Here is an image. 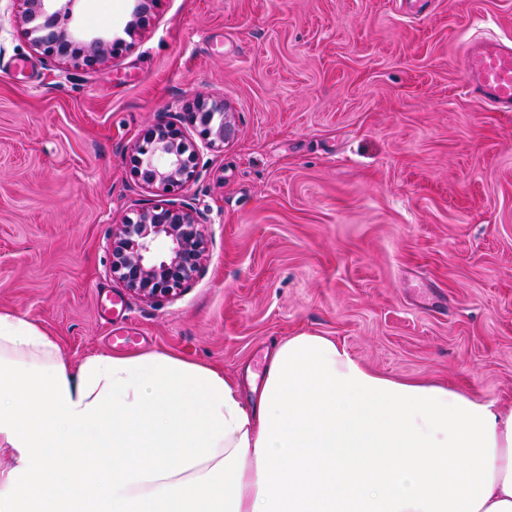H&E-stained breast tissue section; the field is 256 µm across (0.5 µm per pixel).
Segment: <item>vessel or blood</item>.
<instances>
[{"label":"vessel or blood","instance_id":"1","mask_svg":"<svg viewBox=\"0 0 512 512\" xmlns=\"http://www.w3.org/2000/svg\"><path fill=\"white\" fill-rule=\"evenodd\" d=\"M459 63L467 92L501 112H512V43L465 41Z\"/></svg>","mask_w":512,"mask_h":512}]
</instances>
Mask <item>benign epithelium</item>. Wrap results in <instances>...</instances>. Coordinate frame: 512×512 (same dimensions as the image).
Masks as SVG:
<instances>
[{
	"label": "benign epithelium",
	"instance_id": "benign-epithelium-1",
	"mask_svg": "<svg viewBox=\"0 0 512 512\" xmlns=\"http://www.w3.org/2000/svg\"><path fill=\"white\" fill-rule=\"evenodd\" d=\"M25 34L42 54L55 60L92 67L118 49L107 36L71 26L77 0H10ZM197 133L196 143L184 136L180 125ZM235 133L224 102L198 98L156 125L135 146L134 163L141 184L162 197L181 190L200 175L201 149L224 144ZM205 214L170 200L141 209L112 230V274L139 298H171L205 270V241L199 226ZM168 243L159 255L155 245Z\"/></svg>",
	"mask_w": 512,
	"mask_h": 512
}]
</instances>
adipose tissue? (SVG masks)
I'll use <instances>...</instances> for the list:
<instances>
[{
  "instance_id": "1",
  "label": "adipose tissue",
  "mask_w": 512,
  "mask_h": 512,
  "mask_svg": "<svg viewBox=\"0 0 512 512\" xmlns=\"http://www.w3.org/2000/svg\"><path fill=\"white\" fill-rule=\"evenodd\" d=\"M0 512H512V408L309 333L247 392L163 351L73 367L0 312Z\"/></svg>"
}]
</instances>
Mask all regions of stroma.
<instances>
[{
	"instance_id": "35a3bbf8",
	"label": "stroma",
	"mask_w": 512,
	"mask_h": 512,
	"mask_svg": "<svg viewBox=\"0 0 512 512\" xmlns=\"http://www.w3.org/2000/svg\"><path fill=\"white\" fill-rule=\"evenodd\" d=\"M80 0L120 39L93 67L35 50L0 0V311L64 356L165 351L233 376L300 333L365 367L512 404V112L469 96L463 41L512 0ZM235 136L176 199L205 271L153 303L112 227L154 202L134 144L194 98Z\"/></svg>"
}]
</instances>
